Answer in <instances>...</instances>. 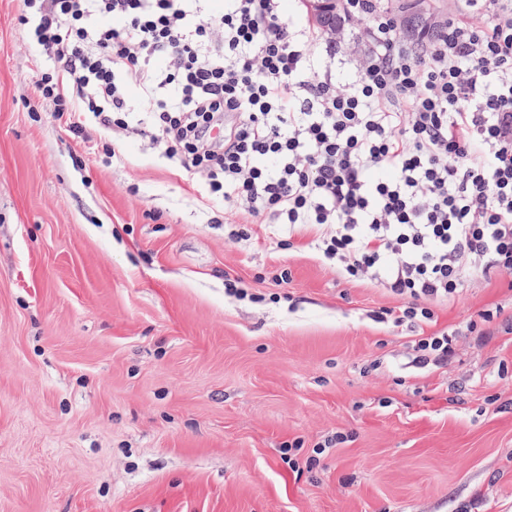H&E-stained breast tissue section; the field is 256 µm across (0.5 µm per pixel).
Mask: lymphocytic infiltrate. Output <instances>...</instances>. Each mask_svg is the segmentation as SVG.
<instances>
[{
  "instance_id": "lymphocytic-infiltrate-1",
  "label": "lymphocytic infiltrate",
  "mask_w": 512,
  "mask_h": 512,
  "mask_svg": "<svg viewBox=\"0 0 512 512\" xmlns=\"http://www.w3.org/2000/svg\"><path fill=\"white\" fill-rule=\"evenodd\" d=\"M368 47L354 79L320 75L324 32L281 0H25L54 62L38 88L81 134L148 137L227 209L313 233L323 262L402 297L417 362L447 363L432 302L512 275V0H464L431 38L399 39L384 0H344ZM121 18V26L108 18ZM145 106L135 117L128 93Z\"/></svg>"
}]
</instances>
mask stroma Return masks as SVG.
I'll use <instances>...</instances> for the list:
<instances>
[{
	"label": "stroma",
	"instance_id": "stroma-1",
	"mask_svg": "<svg viewBox=\"0 0 512 512\" xmlns=\"http://www.w3.org/2000/svg\"><path fill=\"white\" fill-rule=\"evenodd\" d=\"M22 9L0 0V512H512V277L434 303L455 354L414 365L377 318L401 298L311 235L230 241L243 214L146 140L74 136ZM364 40L347 19L319 70L353 79Z\"/></svg>",
	"mask_w": 512,
	"mask_h": 512
}]
</instances>
